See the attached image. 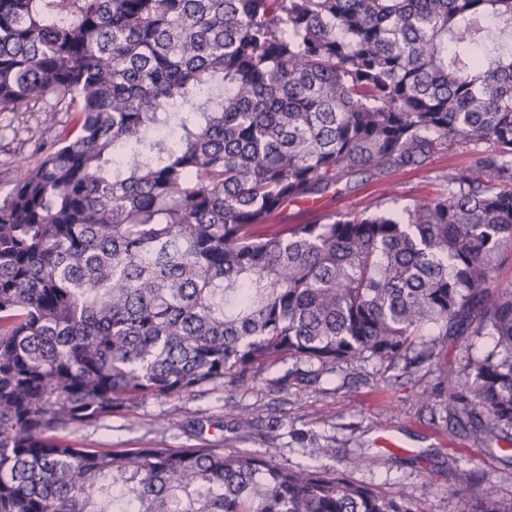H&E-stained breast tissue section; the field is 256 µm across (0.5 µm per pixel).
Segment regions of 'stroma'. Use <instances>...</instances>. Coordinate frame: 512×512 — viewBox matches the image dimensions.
<instances>
[{
  "mask_svg": "<svg viewBox=\"0 0 512 512\" xmlns=\"http://www.w3.org/2000/svg\"><path fill=\"white\" fill-rule=\"evenodd\" d=\"M55 133L36 107L0 112V195L10 188L4 170L32 166L36 145ZM472 160L470 148L460 147L380 181L357 175L313 203L289 204L275 221L323 223L346 213L410 208L440 193L442 173L467 169ZM491 346L465 330L437 337L432 358L409 363L364 358L315 374L310 364L291 359L263 371L249 389L151 398L66 437L100 450L190 448L205 441L293 468L343 474L387 496L404 494L419 512H474L482 477L496 482L500 499L512 500V454L504 441L480 432L466 400L449 402L448 375ZM383 434L395 436L399 449L380 447ZM355 455L369 457V464L348 469ZM462 469L477 480L464 495L456 492Z\"/></svg>",
  "mask_w": 512,
  "mask_h": 512,
  "instance_id": "stroma-1",
  "label": "stroma"
}]
</instances>
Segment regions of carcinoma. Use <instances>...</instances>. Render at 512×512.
<instances>
[{"label":"carcinoma","mask_w":512,"mask_h":512,"mask_svg":"<svg viewBox=\"0 0 512 512\" xmlns=\"http://www.w3.org/2000/svg\"><path fill=\"white\" fill-rule=\"evenodd\" d=\"M31 102L73 119L0 198V512H415L260 454L59 433L289 358L405 360L429 328L491 339L449 397L512 425V0H0V112ZM460 146L411 209L255 231ZM474 512L512 503L490 483Z\"/></svg>","instance_id":"carcinoma-1"}]
</instances>
